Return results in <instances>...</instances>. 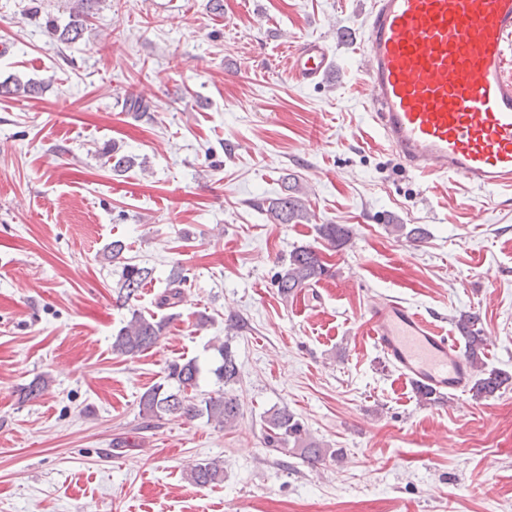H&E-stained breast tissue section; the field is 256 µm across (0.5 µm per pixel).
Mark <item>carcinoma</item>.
I'll return each mask as SVG.
<instances>
[{"label": "carcinoma", "instance_id": "1", "mask_svg": "<svg viewBox=\"0 0 512 512\" xmlns=\"http://www.w3.org/2000/svg\"><path fill=\"white\" fill-rule=\"evenodd\" d=\"M88 0H76L71 7L70 21L60 27L55 21H48L49 33L62 43L71 44L78 41L84 31L85 3ZM44 89V83L15 81L14 86L0 85V92L5 95L29 97ZM298 188L287 187V193L270 200L267 214L275 224H299L308 220V211L297 196ZM320 236L336 249L345 246L350 240V230L343 224H322L318 228ZM329 269L319 253L310 246H299L288 252L281 260L279 270L273 275V282L278 292L288 297L296 291L327 276ZM153 279V269L125 262L114 291L115 303L131 309V317L113 336L112 352L133 358L158 343L174 315L157 318L147 317L133 308L141 288ZM187 280L183 269L175 268L168 277L167 289L159 296L157 306L174 308L183 298L181 286ZM457 328L464 340V353L469 362L478 369V375L472 381L470 391L476 399H485L495 395L502 386L509 382V376L498 370L485 368L483 359L487 346L480 318L474 313L463 314L457 320ZM221 363L213 369V374L222 389L215 395L197 399L194 391L202 369L195 359L184 362L174 361L167 367L166 379L175 384L170 389L158 384L147 389L140 396L139 412L146 419H161L174 416L185 419L207 417V421L221 428L236 425L241 411L239 395L234 386L240 381V368L228 342L217 346ZM48 385L45 377H36L20 387L19 399L23 402L40 397ZM264 444L271 450L292 455L308 464L321 461L328 449L321 447L313 439L302 421L286 408H272L264 415ZM223 478V470L214 462H198L190 469L192 483L206 487Z\"/></svg>", "mask_w": 512, "mask_h": 512}]
</instances>
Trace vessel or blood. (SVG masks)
Instances as JSON below:
<instances>
[{"label":"vessel or blood","mask_w":512,"mask_h":512,"mask_svg":"<svg viewBox=\"0 0 512 512\" xmlns=\"http://www.w3.org/2000/svg\"><path fill=\"white\" fill-rule=\"evenodd\" d=\"M364 44L371 116L403 165L512 188V0H373ZM328 60L315 39L290 71L313 80ZM370 335L421 389L458 395L475 374L452 332L402 301L373 303Z\"/></svg>","instance_id":"obj_1"}]
</instances>
